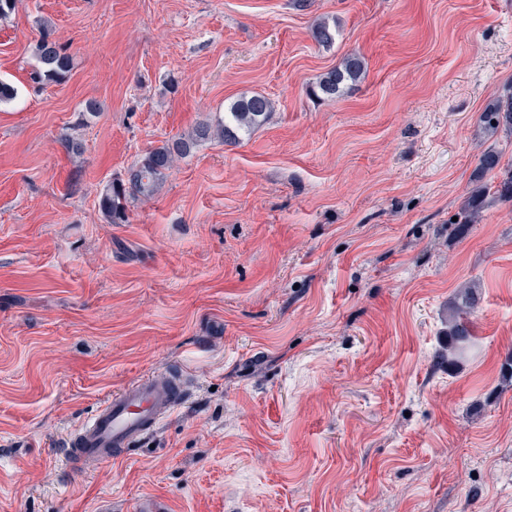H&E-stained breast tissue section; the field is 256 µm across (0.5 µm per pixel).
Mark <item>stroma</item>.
Returning <instances> with one entry per match:
<instances>
[{
	"label": "stroma",
	"instance_id": "1",
	"mask_svg": "<svg viewBox=\"0 0 512 512\" xmlns=\"http://www.w3.org/2000/svg\"><path fill=\"white\" fill-rule=\"evenodd\" d=\"M43 23L73 66L37 85ZM350 53L364 74L311 96ZM0 79V512H512V206L454 223L480 153L512 165L479 122L512 91V0H17ZM245 93L263 127L103 220L109 181ZM173 367L186 408L67 466L71 429ZM478 299L471 288H465L458 294L457 304L448 318V363L466 354L473 343V332L468 319L477 305Z\"/></svg>",
	"mask_w": 512,
	"mask_h": 512
}]
</instances>
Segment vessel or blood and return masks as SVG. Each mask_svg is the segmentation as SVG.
I'll return each mask as SVG.
<instances>
[{
  "label": "vessel or blood",
  "mask_w": 512,
  "mask_h": 512,
  "mask_svg": "<svg viewBox=\"0 0 512 512\" xmlns=\"http://www.w3.org/2000/svg\"><path fill=\"white\" fill-rule=\"evenodd\" d=\"M185 401L180 383L168 371L136 378L67 436L66 459L78 467L123 459L128 449L158 431Z\"/></svg>",
  "instance_id": "vessel-or-blood-1"
}]
</instances>
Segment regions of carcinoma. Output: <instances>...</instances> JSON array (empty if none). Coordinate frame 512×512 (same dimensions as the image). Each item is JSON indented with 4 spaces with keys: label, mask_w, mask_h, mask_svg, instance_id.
<instances>
[{
    "label": "carcinoma",
    "mask_w": 512,
    "mask_h": 512,
    "mask_svg": "<svg viewBox=\"0 0 512 512\" xmlns=\"http://www.w3.org/2000/svg\"><path fill=\"white\" fill-rule=\"evenodd\" d=\"M314 40L329 47L336 40V27L327 21L316 23L312 29ZM34 55L38 69L33 79L38 83L61 82L72 68V57L64 46L57 43L50 33L44 32L35 44ZM365 67L361 56L352 53L343 58L333 70L327 72L313 88L319 99L332 100L344 94L348 83L359 78ZM274 112L273 101L260 93L241 96L231 102L224 113V121L213 126L208 122L198 123L191 132L163 145L155 147L139 157L128 169L126 176L109 182L98 195V209L108 224L129 222L130 204L136 200L152 197L169 176L176 163L190 155L200 144L219 138L226 143H236L263 126ZM485 128L512 132V95L495 96L487 103L480 115ZM501 171L500 180L490 188L478 184L470 192L464 207L462 224L477 221L488 194L503 203H512V169L501 170V155L493 149L481 153L477 170L484 175ZM478 299L472 289L465 288L458 294L457 304L448 318V363L466 354L473 343V332L468 319Z\"/></svg>",
    "instance_id": "obj_1"
}]
</instances>
